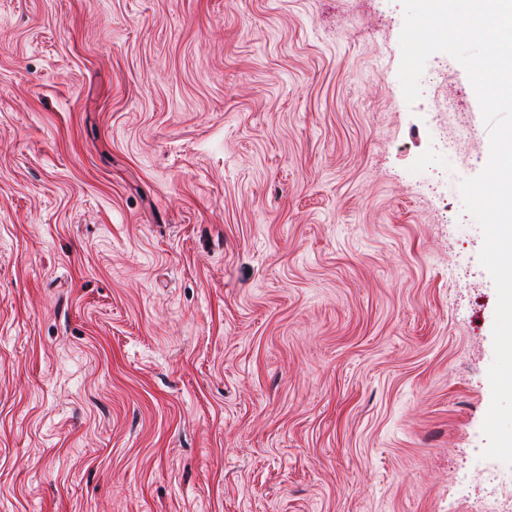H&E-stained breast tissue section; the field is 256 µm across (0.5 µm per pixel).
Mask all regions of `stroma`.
<instances>
[{
    "label": "stroma",
    "mask_w": 512,
    "mask_h": 512,
    "mask_svg": "<svg viewBox=\"0 0 512 512\" xmlns=\"http://www.w3.org/2000/svg\"><path fill=\"white\" fill-rule=\"evenodd\" d=\"M402 0H0V512H502L464 66Z\"/></svg>",
    "instance_id": "35a3bbf8"
}]
</instances>
